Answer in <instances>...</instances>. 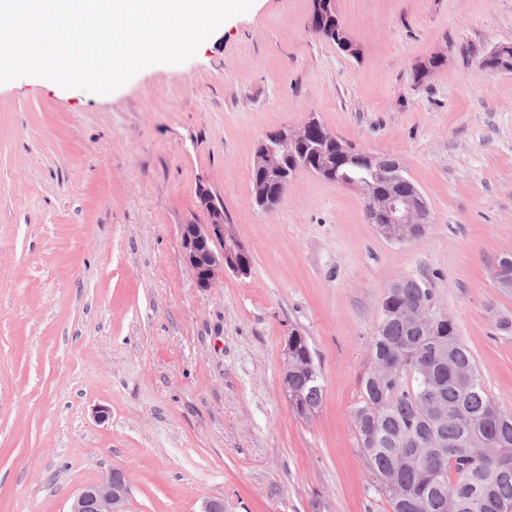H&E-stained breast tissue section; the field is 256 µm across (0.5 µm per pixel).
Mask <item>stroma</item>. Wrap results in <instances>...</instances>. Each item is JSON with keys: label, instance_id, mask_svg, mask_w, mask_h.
<instances>
[{"label": "stroma", "instance_id": "35a3bbf8", "mask_svg": "<svg viewBox=\"0 0 512 512\" xmlns=\"http://www.w3.org/2000/svg\"><path fill=\"white\" fill-rule=\"evenodd\" d=\"M334 6L360 57L311 31L312 0H254L185 63L108 95L0 84V512H69L115 466L129 512H389L352 412L384 293L408 277L512 412V335L496 329L512 291L490 272L512 251V72L481 64L512 43V0ZM312 116L400 161L424 236L385 237L360 189L307 171L256 206L258 141ZM203 187L252 256L208 289L181 247ZM295 331L323 385L307 420L282 385Z\"/></svg>", "mask_w": 512, "mask_h": 512}]
</instances>
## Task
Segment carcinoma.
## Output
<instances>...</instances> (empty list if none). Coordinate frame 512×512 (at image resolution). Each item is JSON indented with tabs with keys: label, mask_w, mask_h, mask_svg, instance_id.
<instances>
[{
	"label": "carcinoma",
	"mask_w": 512,
	"mask_h": 512,
	"mask_svg": "<svg viewBox=\"0 0 512 512\" xmlns=\"http://www.w3.org/2000/svg\"><path fill=\"white\" fill-rule=\"evenodd\" d=\"M339 172L353 179L364 169L342 154ZM434 302L428 281L410 279L398 292H385L380 320L370 341L371 364L391 357L404 367L399 377L367 370L353 411L357 445L367 459L376 491L390 512H512V412L487 394L476 361L455 322L426 336L396 312ZM298 372L288 376V397L303 418L323 402V386L307 337L288 336ZM438 402L448 417L437 420ZM444 448L438 466L426 462L434 446Z\"/></svg>",
	"instance_id": "obj_1"
}]
</instances>
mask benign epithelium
Returning <instances> with one entry per match:
<instances>
[{
  "instance_id": "7a95c632",
  "label": "benign epithelium",
  "mask_w": 512,
  "mask_h": 512,
  "mask_svg": "<svg viewBox=\"0 0 512 512\" xmlns=\"http://www.w3.org/2000/svg\"><path fill=\"white\" fill-rule=\"evenodd\" d=\"M489 61L492 71H512V48L495 47ZM310 153L316 159L314 174L344 186H356L366 198V220L386 237L396 241H410L418 236V230L432 223L428 204L419 188L403 174L398 160L358 151L350 156L353 162L363 166L367 175L361 181H353L337 173L336 136L328 129L319 127L311 118L297 126H284L269 132L258 143L249 169L254 184V200L265 210L275 206L297 174L303 170L302 156ZM199 205L206 222L185 225L182 248L186 263L193 270L200 288H209L229 267L238 273L248 268L250 254L224 223V204L208 189L199 193ZM220 245L215 251L212 244ZM512 264V252L497 258L491 268L496 283L512 288V276L506 275L504 265ZM400 316L412 325L428 323L437 325L446 316L433 307H410ZM130 487L126 475L118 467L101 480L85 485L75 497L70 512H127Z\"/></svg>"
}]
</instances>
